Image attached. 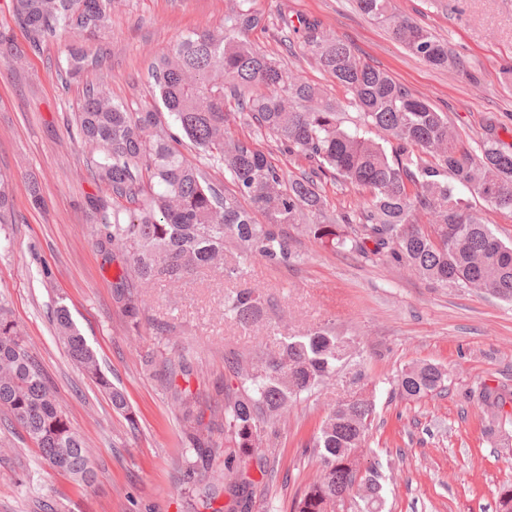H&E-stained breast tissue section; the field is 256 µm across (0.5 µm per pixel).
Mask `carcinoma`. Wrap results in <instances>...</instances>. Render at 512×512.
I'll list each match as a JSON object with an SVG mask.
<instances>
[{
	"mask_svg": "<svg viewBox=\"0 0 512 512\" xmlns=\"http://www.w3.org/2000/svg\"><path fill=\"white\" fill-rule=\"evenodd\" d=\"M123 2L12 0V10L31 46L69 41L61 71L66 82L99 66L78 38L105 31ZM230 2L221 23L189 32L152 55L154 104L133 111L98 85L86 91L76 113L72 136L98 155L92 176L106 187L104 195L89 199L92 236L100 252L122 257L114 297L124 316L138 322L137 289L157 280L181 284L203 268L221 267L225 278L239 282L224 297V315L243 328L253 326L266 305L259 289L243 283V260L258 257L274 267L297 263L283 224H303L327 247L410 269L441 287L481 290L512 302V244L494 234L489 219L492 213L512 214V147L498 138L497 119L485 123L480 154L459 149L448 113L304 21L303 48L358 111L355 128L347 130L339 102L247 40L249 32L264 28L250 0ZM356 2L424 62L459 65L426 29L395 17L390 0ZM233 110L247 132L230 130ZM258 135L273 138L282 153L307 161L309 168L285 178L254 147ZM184 138L224 169L232 191L183 157L177 145ZM328 178L366 192L359 208L341 210L329 223L321 220L320 193ZM461 188L483 199L488 211H473ZM255 210L263 223L255 221ZM422 215L431 218L427 228L419 224ZM11 223L13 181L0 173V225ZM228 243L239 250L230 260ZM54 321L70 358L109 392L115 410H126L125 394L102 373L66 306L56 308ZM277 335V348L264 358L232 361L240 387L224 388V400L211 408L206 424L195 413L197 397L188 386L193 367L184 361L162 365L186 444L180 464L193 512L196 499L226 493L232 502L225 512H251L249 483L234 471L278 434L294 399L336 378L355 347L354 339L327 324L303 333L279 326ZM448 378L446 369L423 362L403 369L397 386L401 395L420 399L446 391ZM0 411L37 446L43 464L85 485L93 481L90 449L69 425L23 331L1 304ZM374 419V397L366 389L330 411L306 444L318 459L319 476L293 502L292 512H329L354 491L364 512H382L377 470L359 475ZM217 433L224 435L222 447L214 441ZM220 457L221 474L214 469Z\"/></svg>",
	"mask_w": 512,
	"mask_h": 512,
	"instance_id": "1",
	"label": "carcinoma"
}]
</instances>
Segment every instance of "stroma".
Segmentation results:
<instances>
[{"instance_id": "obj_1", "label": "stroma", "mask_w": 512, "mask_h": 512, "mask_svg": "<svg viewBox=\"0 0 512 512\" xmlns=\"http://www.w3.org/2000/svg\"><path fill=\"white\" fill-rule=\"evenodd\" d=\"M226 0H126L109 30L86 40L100 69L61 82L65 43L31 47L0 0V32L13 49L0 53V171L13 177L15 221L0 236V303L25 334L29 351L54 384L71 427L95 459L96 478L83 485L41 463L23 430L0 412V512H186L178 467L183 443L159 371L163 361L188 360L201 372L191 388L202 404L234 384L227 357L273 350L271 326L303 332L328 323L357 341L354 359L375 391L376 418L362 467L383 475V512H495L499 488L512 482V422L492 419L482 387L496 389L512 415V302L479 290L440 288L413 272L354 251L326 248L298 225H286L301 260L278 268L248 260V280L269 303L264 319L244 329L224 318L230 284L203 270L173 285L143 289L138 328L126 325L113 300L118 262L98 251L87 199L100 194L87 167L90 152L69 132L89 85L107 81L112 97L139 109L152 96L147 67L153 51L180 35L218 23ZM266 28L250 40L295 73L344 99L283 20L304 17L351 43L360 57L387 71L441 111L460 149L477 153L488 117L512 143V0H392V11L427 29L462 61L434 68L411 55L385 26L362 15L353 0H251ZM37 177L44 207L31 203ZM66 305L96 352L102 372L126 395L129 410L68 357L54 330ZM447 368L445 394L412 400L397 378L409 365ZM357 387L342 374L293 403L271 445L243 468L252 512H289L318 475L307 443L330 408Z\"/></svg>"}]
</instances>
